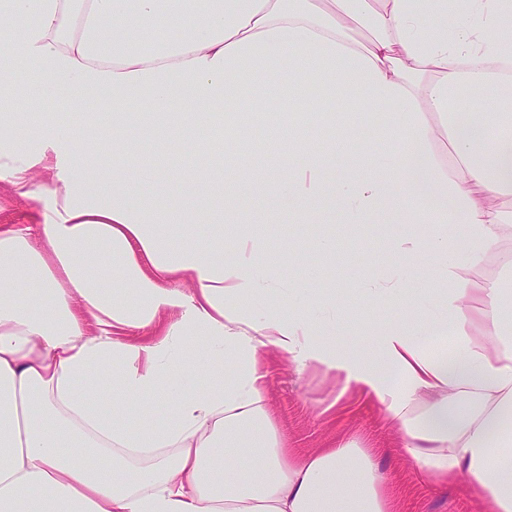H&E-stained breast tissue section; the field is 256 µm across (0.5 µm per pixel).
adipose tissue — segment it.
I'll return each instance as SVG.
<instances>
[{
	"instance_id": "obj_1",
	"label": "adipose tissue",
	"mask_w": 512,
	"mask_h": 512,
	"mask_svg": "<svg viewBox=\"0 0 512 512\" xmlns=\"http://www.w3.org/2000/svg\"><path fill=\"white\" fill-rule=\"evenodd\" d=\"M451 10L485 24L424 26ZM162 26L176 34L171 48L156 46ZM466 82L512 92V0H0V124L17 122L26 104L90 91L132 132L120 140L94 118L88 138L130 151L147 97L153 135L185 141L207 187L153 223L156 174L88 175L59 125L26 123L24 148L0 142V188L51 203L42 223L0 224V512H398L380 449L289 448L268 404L269 351L344 372L424 477L462 488L483 512H512L511 264L498 281L449 286L445 312L423 331L380 324L371 368L314 345L277 311L251 314L255 272L270 261L257 241L220 265L164 249L168 225L241 219L232 193L217 209L208 190L223 168L212 150L219 107L277 112L342 86L362 104L348 135L365 107L386 108L384 140L405 147L361 153L341 211L365 222L400 180L412 203L397 210L404 231L392 249L427 253L436 270L479 266L512 232V113L461 111L450 94ZM423 112L446 133L449 173ZM276 144L277 156H309L281 183L306 214L324 168L303 134ZM423 210L439 227L420 224ZM109 263L121 289L107 285ZM221 356L238 363L232 382L209 367ZM154 402L159 415L131 429ZM232 448L252 449L250 477L239 476Z\"/></svg>"
}]
</instances>
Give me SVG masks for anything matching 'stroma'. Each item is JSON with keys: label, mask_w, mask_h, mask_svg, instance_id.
Returning <instances> with one entry per match:
<instances>
[{"label": "stroma", "mask_w": 512, "mask_h": 512, "mask_svg": "<svg viewBox=\"0 0 512 512\" xmlns=\"http://www.w3.org/2000/svg\"><path fill=\"white\" fill-rule=\"evenodd\" d=\"M352 109L350 97L340 89L336 92L334 113L292 112L286 108L277 112H244L239 123L270 130L283 129L297 121L312 139L318 140L325 129H338ZM109 110V105L94 94L80 92L45 102L38 109V118L68 126L72 137L79 141L85 120ZM379 136V124L370 120L362 126L356 141L325 154L327 189L311 203L310 215L305 219L295 218L292 202L279 194L287 165L304 163V156L284 162L274 155L266 139H258L251 157L254 167L265 176L264 194H252L250 183L232 163H225L224 173L242 213L265 212L266 223H194L187 229L177 224L170 228V250L204 246L209 259L229 262L235 258L239 239L262 241L276 261L257 274L256 314L277 309L290 320L305 324L313 341H329L340 351L362 350L364 336L370 335L379 321L419 327L427 314L443 307L447 282L438 276L432 283H425L419 272L427 266L428 257L419 255L406 261L390 248L391 240L403 230L391 214L392 207L408 202L402 185L392 183L390 209L377 215L374 222L346 223L338 208L336 192L348 168L363 147L376 145ZM139 162L157 170L162 178L152 196L153 221H162L183 196L199 188L192 179L197 163L192 151L153 147L140 155ZM388 277L400 280L401 286L386 306L372 309L361 286ZM321 296L335 301L341 319L332 337L327 336L322 321L311 316L309 302ZM263 371L269 402L290 448L307 452L344 438L359 440L363 445L385 449L383 464L393 479L399 512H479L469 497L434 485L417 471L406 449L395 447V432L383 421L377 403L356 384L346 383L343 373L320 363L300 368L275 353L267 355Z\"/></svg>", "instance_id": "35a3bbf8"}]
</instances>
